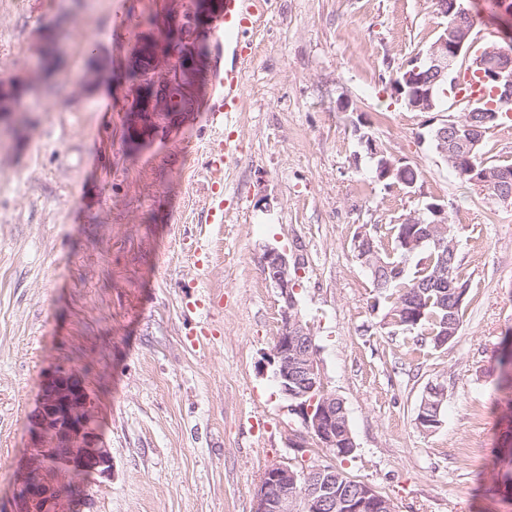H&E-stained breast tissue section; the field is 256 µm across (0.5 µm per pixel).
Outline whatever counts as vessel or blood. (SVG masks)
Instances as JSON below:
<instances>
[{
    "instance_id": "1",
    "label": "vessel or blood",
    "mask_w": 512,
    "mask_h": 512,
    "mask_svg": "<svg viewBox=\"0 0 512 512\" xmlns=\"http://www.w3.org/2000/svg\"><path fill=\"white\" fill-rule=\"evenodd\" d=\"M262 0H224V9L217 25V35L232 54L230 65L225 66L217 76L221 93L210 102L207 110L212 124L223 128L229 122L232 113L240 111L243 99L244 79L247 59L241 50L243 35L254 23ZM233 160L232 147L223 138L213 139L210 145L211 170L223 171ZM206 221L220 224L224 221V182L214 180L212 193L206 207Z\"/></svg>"
}]
</instances>
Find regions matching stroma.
Returning a JSON list of instances; mask_svg holds the SVG:
<instances>
[{"mask_svg":"<svg viewBox=\"0 0 512 512\" xmlns=\"http://www.w3.org/2000/svg\"><path fill=\"white\" fill-rule=\"evenodd\" d=\"M194 0H0V82L24 94L0 133V512H11L30 418L54 371L87 387L112 455L87 480L92 512H254L264 470L333 463L280 392L270 355L283 301L267 249L301 250L297 310L356 451L341 466L396 512H512V390L498 383L512 329V204L461 181L430 133L453 97L414 112L391 82L446 20L433 0H269L247 37L242 109L224 137V221L206 223L203 107L224 50L195 45L197 108L131 141L125 62L177 29ZM59 48L41 54L42 29ZM422 173L385 189L360 133ZM439 198L471 288L440 350L388 334L355 256L361 225ZM445 388L440 427L415 418ZM305 457H298L297 446Z\"/></svg>","mask_w":512,"mask_h":512,"instance_id":"obj_1","label":"stroma"}]
</instances>
